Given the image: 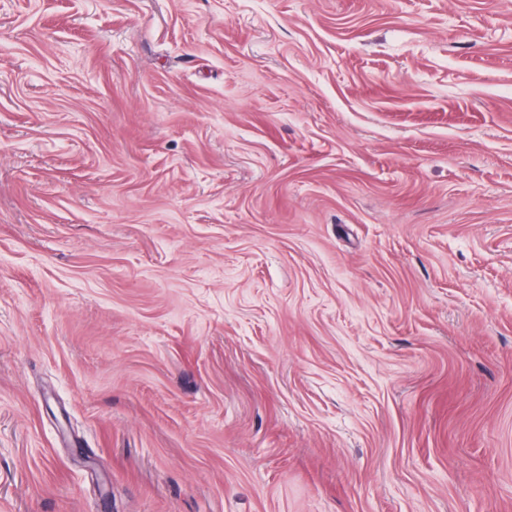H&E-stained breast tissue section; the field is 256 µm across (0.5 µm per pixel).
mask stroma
<instances>
[{
	"mask_svg": "<svg viewBox=\"0 0 512 512\" xmlns=\"http://www.w3.org/2000/svg\"><path fill=\"white\" fill-rule=\"evenodd\" d=\"M0 512H512V0H0Z\"/></svg>",
	"mask_w": 512,
	"mask_h": 512,
	"instance_id": "stroma-1",
	"label": "stroma"
}]
</instances>
